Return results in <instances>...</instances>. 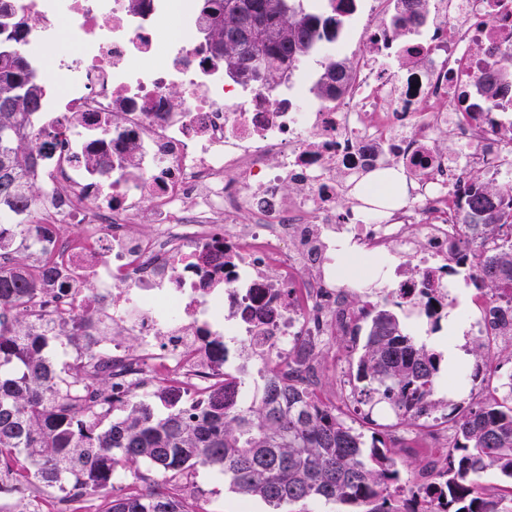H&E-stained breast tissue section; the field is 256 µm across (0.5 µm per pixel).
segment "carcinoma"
Listing matches in <instances>:
<instances>
[{
    "instance_id": "carcinoma-1",
    "label": "carcinoma",
    "mask_w": 512,
    "mask_h": 512,
    "mask_svg": "<svg viewBox=\"0 0 512 512\" xmlns=\"http://www.w3.org/2000/svg\"><path fill=\"white\" fill-rule=\"evenodd\" d=\"M203 32L236 80L273 84L285 64L318 52L319 25L336 29V0L305 8L303 0H201ZM36 25L30 17L0 21V201L33 207L40 198L25 183L42 155L28 115L43 104L31 59L13 48L16 32ZM348 64L330 61L321 92H334ZM506 189L475 178L466 192L475 235L461 259L475 268L473 284L494 298L512 289V241L491 252L485 241L512 226L501 208ZM50 276L0 253V477L11 475L43 489L74 483L101 498L98 512H192L165 482L145 490L111 493L117 469L146 464L156 476L175 478L218 469L235 493L262 500L269 512L289 503L333 504L336 512H512V372L496 376L477 407L453 405L454 445L435 486L398 495L397 433L416 431L436 418L440 357L411 336L400 317L374 307L356 380L363 383L359 420H347L317 394V381L293 367L271 371L251 403H236L238 383L184 404L169 385L153 396L168 411L158 416L147 401H133L118 419L102 412L86 419L83 395L61 388L41 350L26 343L28 305L46 294ZM496 471L501 485L483 490L478 478Z\"/></svg>"
}]
</instances>
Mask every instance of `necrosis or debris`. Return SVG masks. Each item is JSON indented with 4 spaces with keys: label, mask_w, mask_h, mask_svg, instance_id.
Listing matches in <instances>:
<instances>
[{
    "label": "necrosis or debris",
    "mask_w": 512,
    "mask_h": 512,
    "mask_svg": "<svg viewBox=\"0 0 512 512\" xmlns=\"http://www.w3.org/2000/svg\"><path fill=\"white\" fill-rule=\"evenodd\" d=\"M6 6L42 22L16 42L29 58L46 56L62 16L77 48L39 73L45 102L27 122L56 143L27 175L42 217L0 203V244L54 255L53 292L29 309L41 348L62 377L108 368L120 387L86 411L120 414L162 377L189 399L234 379L248 402L250 384L287 367L296 346L357 331L378 302L414 313L428 333L457 306L450 248L471 236L458 190L475 167L512 186V0H427L415 14L396 0H344L328 46L366 42L374 54H355L329 96L301 61L273 85L228 78L193 0L178 16L184 39L154 66L170 0ZM394 170L408 181L405 204L347 207L348 177ZM288 181L299 188L289 201ZM361 256L382 257L393 286L351 277ZM461 315L472 334L512 342V293Z\"/></svg>",
    "instance_id": "necrosis-or-debris-1"
}]
</instances>
